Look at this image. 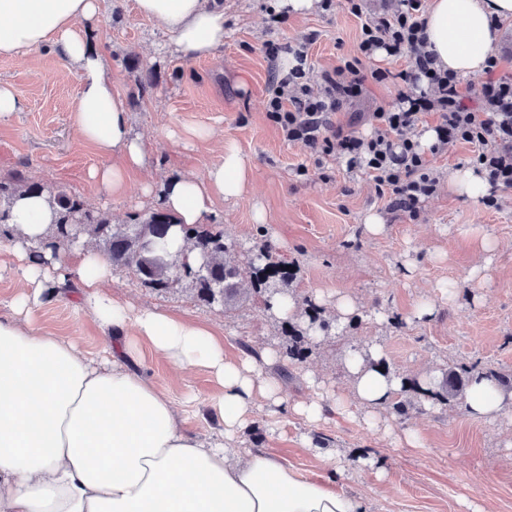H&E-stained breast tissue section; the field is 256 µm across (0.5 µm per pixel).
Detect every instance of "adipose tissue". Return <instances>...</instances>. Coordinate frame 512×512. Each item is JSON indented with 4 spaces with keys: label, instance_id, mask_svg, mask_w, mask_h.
<instances>
[{
    "label": "adipose tissue",
    "instance_id": "ef3b65f1",
    "mask_svg": "<svg viewBox=\"0 0 512 512\" xmlns=\"http://www.w3.org/2000/svg\"><path fill=\"white\" fill-rule=\"evenodd\" d=\"M135 10L190 59L218 53L229 28L222 0H135ZM101 12L102 0H0V56L54 47L80 72L73 126L103 158L90 178L114 195L129 170L145 165L146 150L92 39ZM425 19V47L438 65L475 77L495 54L496 21L512 19V0H429ZM249 181L248 166L228 145L204 177L170 181L160 200L176 223L197 224L218 202L241 197ZM53 221L41 194L19 196L8 210L18 237L7 255L20 267L23 286L0 318V512H367L363 500L238 445L257 404L271 416L286 412L316 424L331 413L350 416L341 396L316 379L309 401L284 406L271 372L276 350L231 358L209 324L112 297L114 268L93 249L78 247L72 263L62 251L42 249L40 260L29 262V248L45 240ZM72 278L82 305L109 336L111 359L96 360L74 337L37 323L46 289ZM146 348L178 369L210 372L219 391L207 404L221 431L184 429V406L132 367ZM349 369L362 420L391 434L380 411L400 391V378L358 361ZM506 403L484 378L473 379L465 398L470 415L489 420Z\"/></svg>",
    "mask_w": 512,
    "mask_h": 512
}]
</instances>
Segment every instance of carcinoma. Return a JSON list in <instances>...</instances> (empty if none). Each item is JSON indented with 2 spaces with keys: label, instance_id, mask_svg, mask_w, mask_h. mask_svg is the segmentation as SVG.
<instances>
[{
  "label": "carcinoma",
  "instance_id": "obj_1",
  "mask_svg": "<svg viewBox=\"0 0 512 512\" xmlns=\"http://www.w3.org/2000/svg\"><path fill=\"white\" fill-rule=\"evenodd\" d=\"M27 192L47 193L56 212L50 234L42 246L71 244L86 235L102 243L113 266L132 268L139 282L153 290H169L187 281L198 301L206 305H222L233 296L235 285L246 274L260 282L276 278L285 285L292 278L286 264L275 260L269 250L249 259L243 266L225 263L223 255L229 246L224 232L215 226L180 225L186 248L196 253V261L190 264L171 255L169 246L174 223L162 209L138 215L131 224H114L107 211L87 200L47 185L29 183L20 173L0 180V198L12 200ZM308 317L306 329L292 327L288 330L283 354L291 363L306 358L308 345L316 333L327 335L332 329V325L320 317L311 313ZM476 376L494 381L504 391H512V372L484 371L476 363L465 362L449 364L442 379L434 386L422 389L415 383L413 388L421 390L432 403L442 404L465 390Z\"/></svg>",
  "mask_w": 512,
  "mask_h": 512
}]
</instances>
